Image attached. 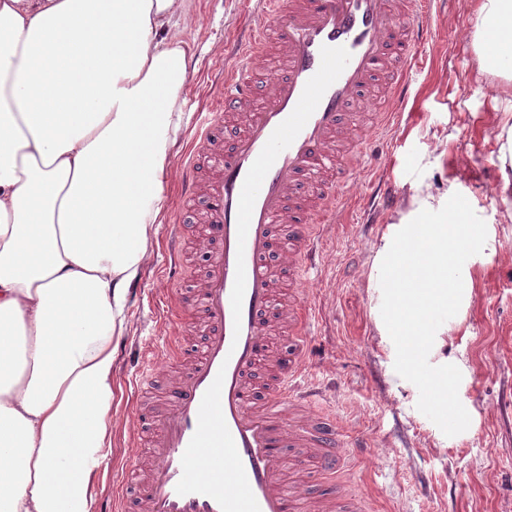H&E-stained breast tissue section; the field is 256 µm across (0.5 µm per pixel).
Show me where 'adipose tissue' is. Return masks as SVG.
I'll use <instances>...</instances> for the list:
<instances>
[{"mask_svg": "<svg viewBox=\"0 0 512 512\" xmlns=\"http://www.w3.org/2000/svg\"><path fill=\"white\" fill-rule=\"evenodd\" d=\"M186 0H0V512H94L108 455L112 364L127 328L128 288L149 257L168 150L182 128ZM512 0H476L479 73L505 84ZM495 137L501 198L512 197V105ZM411 208L376 250V320L417 377L429 360L399 338L393 308L421 333L449 331L470 276L417 287L441 260L495 251L486 225L462 235L451 191L411 188ZM436 222L426 234V216Z\"/></svg>", "mask_w": 512, "mask_h": 512, "instance_id": "obj_1", "label": "adipose tissue"}]
</instances>
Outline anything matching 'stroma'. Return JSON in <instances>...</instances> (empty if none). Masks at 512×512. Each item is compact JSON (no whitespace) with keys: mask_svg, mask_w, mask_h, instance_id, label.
<instances>
[{"mask_svg":"<svg viewBox=\"0 0 512 512\" xmlns=\"http://www.w3.org/2000/svg\"><path fill=\"white\" fill-rule=\"evenodd\" d=\"M201 27L183 40L191 59L181 94V131L169 147L176 169L191 143L196 113L206 111L224 74L217 54L232 47L250 20L248 0H187ZM472 0H441L432 37L418 45L410 98L400 118L375 129L369 163L350 188L318 264L316 315L308 338L306 389L322 392L357 447L341 478L368 499L370 512H512V209L496 192L499 172L492 130L512 86L475 80ZM468 144L472 162L460 166ZM468 193L480 223L496 232L497 251L471 268L472 302L443 338L441 357L463 371L456 402L468 421L449 434L421 410L407 367L381 336L370 286L375 246L388 225L410 208L405 186ZM389 189L396 208L373 207ZM163 210L150 256L129 290L128 328L112 374L111 448L97 479L96 512H109L124 474L136 463L124 432L127 415L152 406L156 395L135 391L147 347L164 348V304L157 284L168 271L165 239L179 207V188L163 181Z\"/></svg>","mask_w":512,"mask_h":512,"instance_id":"stroma-1","label":"stroma"}]
</instances>
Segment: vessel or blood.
<instances>
[{
	"label": "vessel or blood",
	"instance_id": "obj_1",
	"mask_svg": "<svg viewBox=\"0 0 512 512\" xmlns=\"http://www.w3.org/2000/svg\"><path fill=\"white\" fill-rule=\"evenodd\" d=\"M430 15L429 0H254L253 23L224 66L221 89L180 165L185 205L206 204L200 240L206 259L194 283L203 341L176 366L144 358L136 387L144 393L161 388L163 398L127 426L131 447H147L150 455L146 478L134 483L136 512H221L209 496L176 492L201 400L220 372L223 416L260 512H366L364 497L336 480L351 446L338 417L297 392L314 316L311 257L362 166L372 131L361 114L367 96L381 86L373 103L380 114L391 119L402 111ZM325 46L345 47L350 60L270 168L247 236L239 238L244 179L318 71ZM258 83L263 95L257 99ZM222 128L235 132L224 153L215 140ZM218 152V171L203 175ZM240 264L246 286L237 318L231 293ZM160 293L169 338L178 341L186 330L172 283L162 282ZM276 333L292 343L291 358L276 355Z\"/></svg>",
	"mask_w": 512,
	"mask_h": 512
}]
</instances>
